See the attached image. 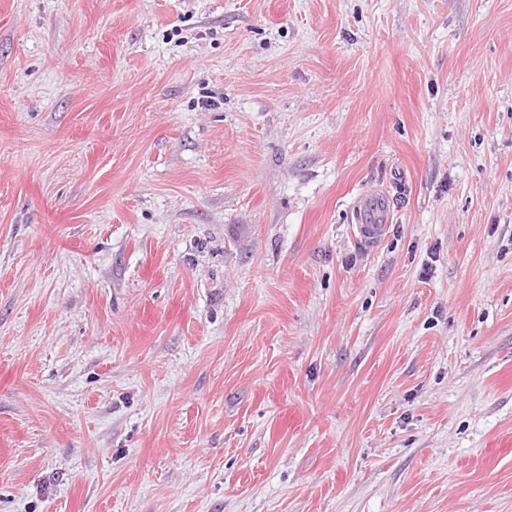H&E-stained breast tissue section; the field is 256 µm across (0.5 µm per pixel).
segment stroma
Segmentation results:
<instances>
[{
    "mask_svg": "<svg viewBox=\"0 0 512 512\" xmlns=\"http://www.w3.org/2000/svg\"><path fill=\"white\" fill-rule=\"evenodd\" d=\"M509 432L512 0H0V512H512ZM356 229L369 247L376 246L388 229L389 209L386 199L378 194L360 196L353 204Z\"/></svg>",
    "mask_w": 512,
    "mask_h": 512,
    "instance_id": "stroma-1",
    "label": "stroma"
}]
</instances>
